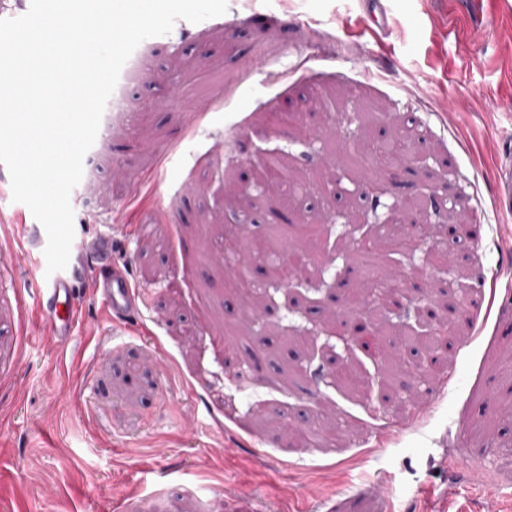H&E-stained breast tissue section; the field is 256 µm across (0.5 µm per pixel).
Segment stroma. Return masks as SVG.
<instances>
[{"label": "stroma", "instance_id": "1", "mask_svg": "<svg viewBox=\"0 0 512 512\" xmlns=\"http://www.w3.org/2000/svg\"><path fill=\"white\" fill-rule=\"evenodd\" d=\"M365 2L228 0L143 41L130 103L70 196L67 345L37 317L44 253L19 254L42 226L0 168V512H512V214L498 206L512 0H389L379 41ZM394 116L420 136L418 155L391 169L355 155ZM273 155L307 172L331 158L339 181L312 184L305 203L263 192L253 169ZM360 165L382 206L354 224ZM433 192L400 268L451 239L475 249L385 309L404 330L433 311L460 327L436 354L443 376L426 380L407 358L381 365L357 331L367 316L326 317L366 281L361 245L390 208L415 223L410 201ZM323 207L316 276L268 279L265 311L244 325L225 264L243 231L273 225L283 243ZM101 234L148 296L120 321L96 291L97 258L77 250ZM340 363L365 391L338 379ZM463 452L475 467H456Z\"/></svg>", "mask_w": 512, "mask_h": 512}]
</instances>
